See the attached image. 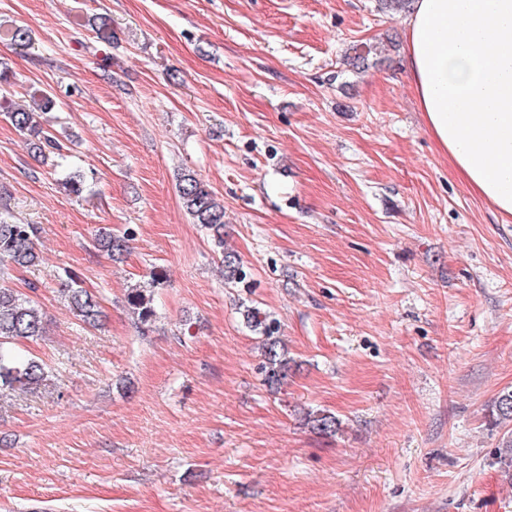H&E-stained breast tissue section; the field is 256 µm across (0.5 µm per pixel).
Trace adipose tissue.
I'll return each instance as SVG.
<instances>
[{"mask_svg":"<svg viewBox=\"0 0 512 512\" xmlns=\"http://www.w3.org/2000/svg\"><path fill=\"white\" fill-rule=\"evenodd\" d=\"M405 68L467 186L512 217V0H414Z\"/></svg>","mask_w":512,"mask_h":512,"instance_id":"1","label":"adipose tissue"}]
</instances>
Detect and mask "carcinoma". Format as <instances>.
<instances>
[{
    "label": "carcinoma",
    "instance_id": "obj_1",
    "mask_svg": "<svg viewBox=\"0 0 512 512\" xmlns=\"http://www.w3.org/2000/svg\"><path fill=\"white\" fill-rule=\"evenodd\" d=\"M96 38L107 44L112 43V22L108 15L101 14L93 25ZM11 84L8 67H0V118L28 137L34 151L44 154L52 149H62L59 139L39 121V113L50 112L56 106L52 92L36 89L33 98L36 109L16 105L8 97L3 86ZM179 196L191 216L193 223L209 232L215 246L221 249L224 283L235 287L246 282L248 273L240 256L224 247V203L199 179L188 171L181 176ZM39 227L12 220L0 212V391L21 390L35 392L50 381L47 365L38 359L21 355L14 350L15 342L22 339H37L45 335L46 313L29 296L12 288L4 277V267H30L39 261L37 240ZM133 232L115 235L106 227L95 236V247L111 259H117L129 249ZM160 285L154 276L145 288H133L127 294V304L142 325L153 321L156 312L153 306L154 288ZM70 310L83 324L96 327L103 317L99 298L82 286L80 276L74 271H65L61 288ZM244 319L252 331L259 334L262 363L259 370L264 384L277 388L288 376V357L282 348L279 336L280 325L271 315L257 307L248 306ZM497 420L512 422V391L502 393L496 403ZM313 427L325 434H332L338 428L336 417L331 414L309 415ZM495 463L505 478L512 481V430L507 431L499 448Z\"/></svg>",
    "mask_w": 512,
    "mask_h": 512
}]
</instances>
